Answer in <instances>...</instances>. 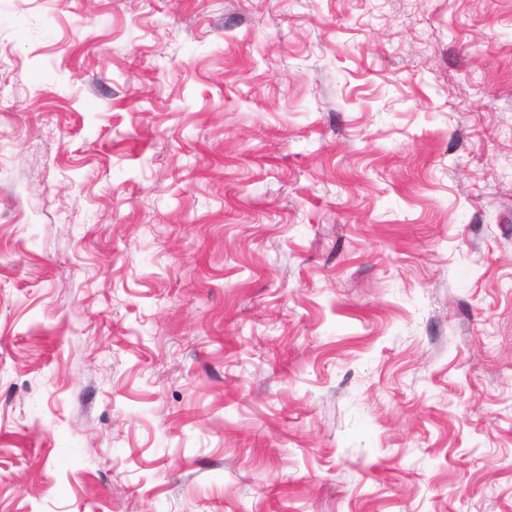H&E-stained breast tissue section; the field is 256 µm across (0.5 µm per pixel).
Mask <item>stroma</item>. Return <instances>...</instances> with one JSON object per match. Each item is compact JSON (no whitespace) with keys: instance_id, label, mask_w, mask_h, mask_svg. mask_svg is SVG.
Here are the masks:
<instances>
[{"instance_id":"obj_1","label":"stroma","mask_w":512,"mask_h":512,"mask_svg":"<svg viewBox=\"0 0 512 512\" xmlns=\"http://www.w3.org/2000/svg\"><path fill=\"white\" fill-rule=\"evenodd\" d=\"M0 512H512V0H0Z\"/></svg>"}]
</instances>
